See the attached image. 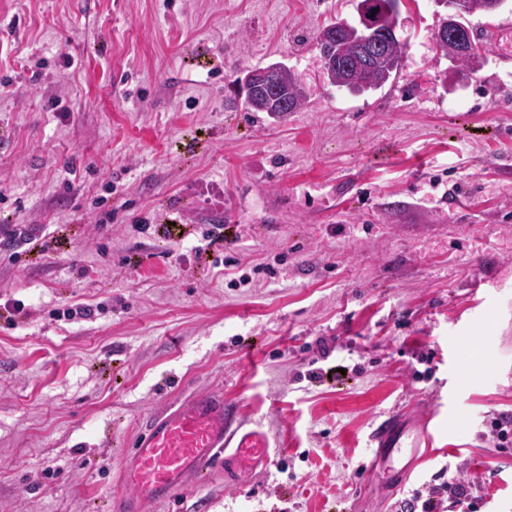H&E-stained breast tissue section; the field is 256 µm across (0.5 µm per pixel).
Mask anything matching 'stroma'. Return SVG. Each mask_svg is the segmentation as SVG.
<instances>
[{
  "label": "stroma",
  "mask_w": 512,
  "mask_h": 512,
  "mask_svg": "<svg viewBox=\"0 0 512 512\" xmlns=\"http://www.w3.org/2000/svg\"><path fill=\"white\" fill-rule=\"evenodd\" d=\"M358 2L0 0V305L22 306L0 318V512H105L151 418L200 392L280 448L147 512H384L443 470L512 512L489 435L512 412V0L470 16L465 84L446 9L399 0L403 66L353 93L314 38ZM277 61L307 88L281 120L237 83ZM394 412L401 445L438 447L400 486L368 471ZM466 1L468 6L467 12H462V17L459 18L460 22L469 27L467 17L476 12L492 11L488 8V4L493 0H459ZM459 14H448V21L442 28L436 32L437 41L439 38L450 36L458 45L459 51L466 57L472 59L476 63H480L485 56V48L478 44V39L475 38L473 30L470 28V35L464 26L457 20ZM465 17V23L462 19ZM471 36V37H470ZM478 42L475 43L474 41ZM450 38L439 42V47L448 55V59L458 64L459 69H466L469 66L468 60L462 57L456 50V44Z\"/></svg>",
  "instance_id": "obj_1"
}]
</instances>
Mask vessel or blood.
Here are the masks:
<instances>
[{"mask_svg":"<svg viewBox=\"0 0 512 512\" xmlns=\"http://www.w3.org/2000/svg\"><path fill=\"white\" fill-rule=\"evenodd\" d=\"M397 417L375 430L372 476L394 481L420 463L421 453H434L431 438L403 448ZM268 436L248 428L235 403L220 393L195 395L153 418L121 468V491L109 512H146L152 503L170 500L180 489L210 479L226 460L260 464L270 457Z\"/></svg>","mask_w":512,"mask_h":512,"instance_id":"obj_1","label":"vessel or blood"}]
</instances>
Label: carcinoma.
<instances>
[{
	"instance_id": "obj_1",
	"label": "carcinoma",
	"mask_w": 512,
	"mask_h": 512,
	"mask_svg": "<svg viewBox=\"0 0 512 512\" xmlns=\"http://www.w3.org/2000/svg\"><path fill=\"white\" fill-rule=\"evenodd\" d=\"M393 0H359L361 22L368 23L364 30L377 33L387 28L388 8ZM320 56L333 60L324 77L333 85L345 88L353 93L366 92L384 87L398 73L404 56V45L393 39L388 42L386 58L377 61L365 59L359 33L346 29H337L336 37L330 40L317 38ZM439 47L448 55V59L457 63L461 69L469 66L468 60L456 50L451 39L439 42ZM274 92L263 89L254 91L245 98L250 112H263L274 118L296 111L305 100L299 93L292 73L281 68L273 75Z\"/></svg>"
}]
</instances>
